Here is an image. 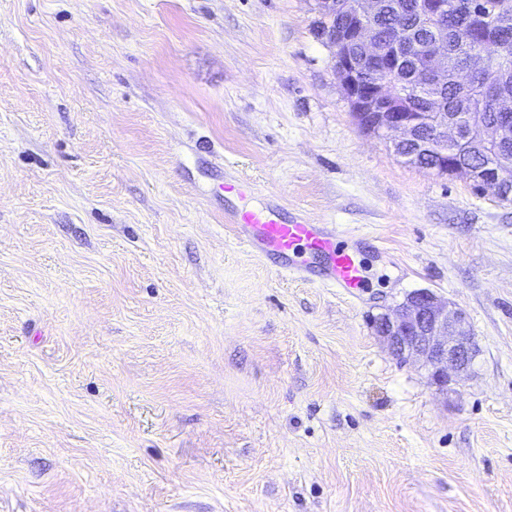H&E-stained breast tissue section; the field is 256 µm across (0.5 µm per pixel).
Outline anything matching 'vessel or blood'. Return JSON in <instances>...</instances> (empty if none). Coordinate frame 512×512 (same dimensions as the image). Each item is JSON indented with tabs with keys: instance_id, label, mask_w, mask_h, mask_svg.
I'll return each mask as SVG.
<instances>
[{
	"instance_id": "vessel-or-blood-1",
	"label": "vessel or blood",
	"mask_w": 512,
	"mask_h": 512,
	"mask_svg": "<svg viewBox=\"0 0 512 512\" xmlns=\"http://www.w3.org/2000/svg\"><path fill=\"white\" fill-rule=\"evenodd\" d=\"M234 232L257 255L281 259L283 270L302 277L319 263L325 285L347 293L361 286L362 269L354 250L329 225L313 224L301 216L285 221L278 208L266 207L242 213Z\"/></svg>"
}]
</instances>
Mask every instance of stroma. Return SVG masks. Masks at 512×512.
I'll return each instance as SVG.
<instances>
[{
	"instance_id": "obj_1",
	"label": "stroma",
	"mask_w": 512,
	"mask_h": 512,
	"mask_svg": "<svg viewBox=\"0 0 512 512\" xmlns=\"http://www.w3.org/2000/svg\"><path fill=\"white\" fill-rule=\"evenodd\" d=\"M319 18L0 0V512H512V201L365 133ZM274 202L355 294L233 238ZM420 289L478 347L444 392L372 326Z\"/></svg>"
}]
</instances>
